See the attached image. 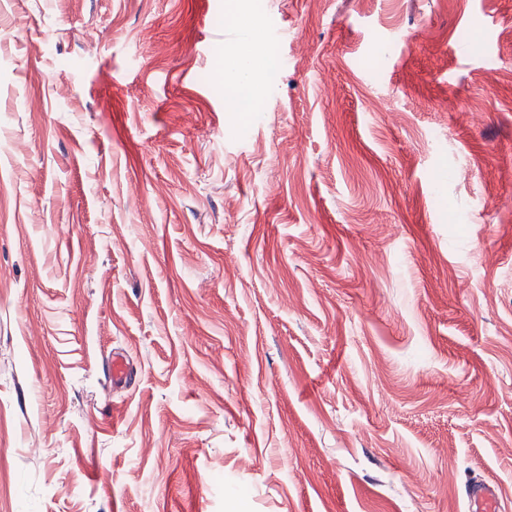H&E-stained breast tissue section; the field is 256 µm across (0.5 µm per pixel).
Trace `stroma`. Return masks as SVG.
I'll use <instances>...</instances> for the list:
<instances>
[{
  "label": "stroma",
  "mask_w": 512,
  "mask_h": 512,
  "mask_svg": "<svg viewBox=\"0 0 512 512\" xmlns=\"http://www.w3.org/2000/svg\"><path fill=\"white\" fill-rule=\"evenodd\" d=\"M480 481L512 512V0H9L0 512ZM107 373L114 387H126L132 378L130 363L123 354L113 356L111 364L107 367Z\"/></svg>",
  "instance_id": "obj_1"
}]
</instances>
